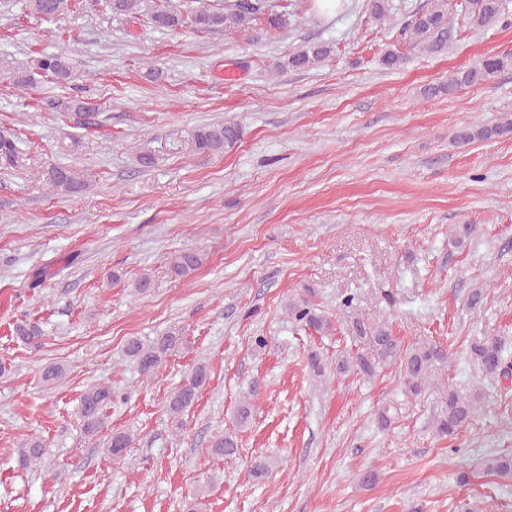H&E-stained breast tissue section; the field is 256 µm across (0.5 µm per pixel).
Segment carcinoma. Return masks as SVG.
<instances>
[{
	"instance_id": "cac0c4a2",
	"label": "carcinoma",
	"mask_w": 512,
	"mask_h": 512,
	"mask_svg": "<svg viewBox=\"0 0 512 512\" xmlns=\"http://www.w3.org/2000/svg\"><path fill=\"white\" fill-rule=\"evenodd\" d=\"M43 18H54L64 13L75 12L80 8V0H0V10L9 11L19 4ZM105 8L119 16H133L141 12L142 0H103ZM504 12V0H466L460 5V15L473 20L477 26H485L500 17ZM453 11L436 6L431 10H419L402 27V32L429 53H439L448 48L455 35ZM288 5L284 0H224V5L216 7L203 0H162L150 13V23L157 29L176 31L190 26L196 31L212 32L222 30L228 34L246 30L252 22L265 23L273 37L280 36L285 28ZM331 48L323 44L310 45L289 56L287 64L291 68L304 69L328 57ZM505 66V59L487 57L467 71L453 76L448 88L472 84L491 77ZM8 71L14 84L24 90L36 85L39 79L61 83L72 78V66L61 53L43 54L36 57L25 68H11L0 60V71ZM512 131V123L471 129L466 127L456 135L460 144L474 140L489 139L494 135ZM241 130L236 124L205 125L198 128L192 138L194 151L204 155H221L224 149L233 147L240 140ZM21 152L15 135L0 130V169H14L22 166ZM50 187L66 195H77L89 188L88 182L71 167L53 166L44 173ZM475 226L464 224L450 231L448 244L461 249L471 239ZM205 260L204 255L191 247L183 248L175 255L171 264V274L185 277L199 269ZM355 297L342 302V321L351 333L353 348L341 352L333 362L326 361L319 353L307 355V365L314 376L320 378L328 373L338 376L363 374L372 376L377 370L387 366H397L405 391L418 398L434 394L439 399V412L434 417L432 429L439 438H452L467 428L483 406L484 396L480 389L459 390L442 383V375L448 369L453 352L447 345L429 339L403 344L393 335L382 321L370 322L357 313ZM288 316L301 326L316 332L326 333L332 329L330 320L316 312L308 300L302 298L288 304ZM15 335L25 343H32L41 336L35 323L18 324ZM183 344L178 331H168L152 341L138 337L129 338L123 349V356L134 363L148 378L157 374L164 359ZM471 362L481 374L490 379H499L512 374V362L506 356L502 337L486 335L474 339L468 346ZM206 365L197 364L166 397V412L173 430L180 434L185 430L184 414L198 400L201 388L208 379ZM112 405V388L98 385L88 388L80 398V416L84 430L94 435L102 430L107 419V409ZM130 434L119 431L112 433L106 448L112 459L118 460L130 447ZM45 442L39 436L26 438L16 449V463L22 469L41 464L45 456ZM211 454L218 457H232L238 452V439L234 433H226L216 438L210 446ZM483 472L489 475L506 477L512 475V454L498 453L484 464Z\"/></svg>"
}]
</instances>
